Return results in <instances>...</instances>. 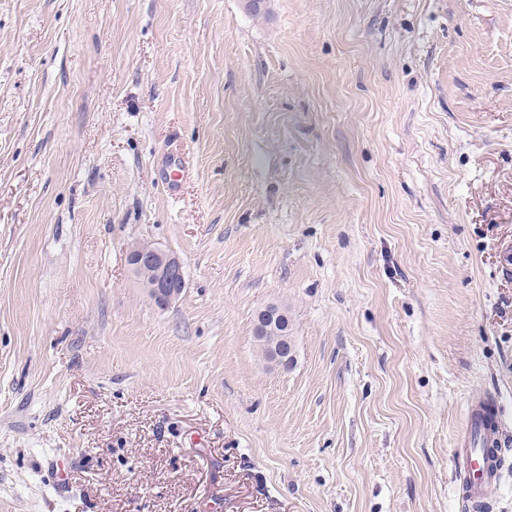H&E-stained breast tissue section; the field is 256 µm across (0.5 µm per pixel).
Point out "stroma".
<instances>
[{
    "mask_svg": "<svg viewBox=\"0 0 512 512\" xmlns=\"http://www.w3.org/2000/svg\"><path fill=\"white\" fill-rule=\"evenodd\" d=\"M508 246L512 0H0V512H512ZM127 261L132 274L159 306H167L181 294L176 280L183 278V263L176 255L150 243L136 242L128 248ZM288 323V315L278 304H269L261 310L257 317L256 334L267 336L274 332L275 327ZM502 425L497 405L480 396L469 407L466 426L453 448L455 470L472 507L481 504L489 487L501 480L502 469L494 447L500 444Z\"/></svg>",
    "mask_w": 512,
    "mask_h": 512,
    "instance_id": "35a3bbf8",
    "label": "stroma"
}]
</instances>
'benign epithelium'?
<instances>
[{
  "instance_id": "benign-epithelium-1",
  "label": "benign epithelium",
  "mask_w": 512,
  "mask_h": 512,
  "mask_svg": "<svg viewBox=\"0 0 512 512\" xmlns=\"http://www.w3.org/2000/svg\"><path fill=\"white\" fill-rule=\"evenodd\" d=\"M127 261L132 274L146 289L150 298L159 306H167L175 301L181 291L176 280L183 278V263L176 255L163 251L150 243L136 242L130 245ZM288 321L284 308L270 304L261 310L257 317L256 333L267 336L275 327ZM269 360L282 370H288L291 357L282 344H269Z\"/></svg>"
}]
</instances>
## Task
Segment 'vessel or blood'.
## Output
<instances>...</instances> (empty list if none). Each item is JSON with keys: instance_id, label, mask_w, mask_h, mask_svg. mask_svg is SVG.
<instances>
[{"instance_id": "1", "label": "vessel or blood", "mask_w": 512, "mask_h": 512, "mask_svg": "<svg viewBox=\"0 0 512 512\" xmlns=\"http://www.w3.org/2000/svg\"><path fill=\"white\" fill-rule=\"evenodd\" d=\"M503 425L497 405L478 397L467 411V422L453 450L455 470L471 505L481 504L489 487L497 484L502 469L494 453Z\"/></svg>"}]
</instances>
